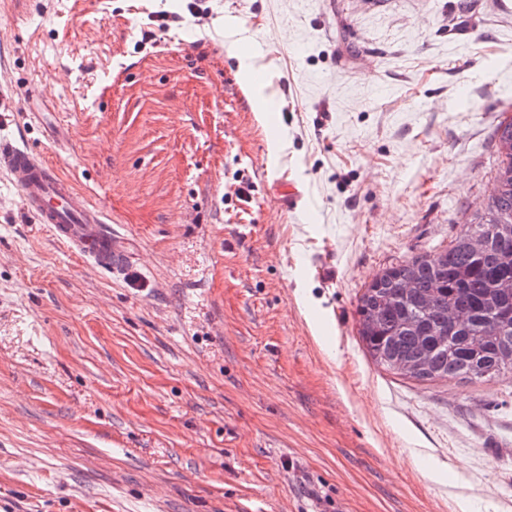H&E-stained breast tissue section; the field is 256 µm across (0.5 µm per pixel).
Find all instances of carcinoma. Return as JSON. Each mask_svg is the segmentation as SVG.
<instances>
[{
  "instance_id": "cac0c4a2",
  "label": "carcinoma",
  "mask_w": 512,
  "mask_h": 512,
  "mask_svg": "<svg viewBox=\"0 0 512 512\" xmlns=\"http://www.w3.org/2000/svg\"><path fill=\"white\" fill-rule=\"evenodd\" d=\"M498 195L451 244L384 268L357 299L358 334L381 368L417 381L486 382L512 370V319L496 335L486 320L512 311V122L496 128ZM487 244L470 249L472 235Z\"/></svg>"
}]
</instances>
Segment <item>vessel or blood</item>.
Masks as SVG:
<instances>
[{"label": "vessel or blood", "mask_w": 512, "mask_h": 512, "mask_svg": "<svg viewBox=\"0 0 512 512\" xmlns=\"http://www.w3.org/2000/svg\"><path fill=\"white\" fill-rule=\"evenodd\" d=\"M0 172L17 188L25 212L54 238L95 261L121 266L123 252L106 216L27 145L0 138Z\"/></svg>", "instance_id": "b4317fda"}]
</instances>
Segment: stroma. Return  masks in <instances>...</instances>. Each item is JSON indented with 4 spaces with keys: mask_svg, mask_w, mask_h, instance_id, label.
I'll list each match as a JSON object with an SVG mask.
<instances>
[{
    "mask_svg": "<svg viewBox=\"0 0 512 512\" xmlns=\"http://www.w3.org/2000/svg\"><path fill=\"white\" fill-rule=\"evenodd\" d=\"M0 98L127 255L0 173V512H512V371L356 315L485 207L512 0H0Z\"/></svg>",
    "mask_w": 512,
    "mask_h": 512,
    "instance_id": "1",
    "label": "stroma"
}]
</instances>
